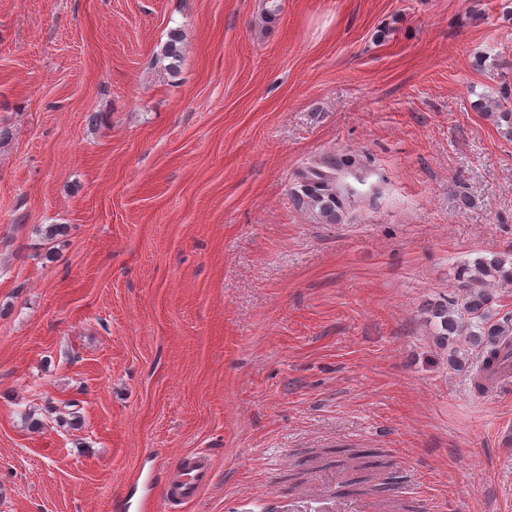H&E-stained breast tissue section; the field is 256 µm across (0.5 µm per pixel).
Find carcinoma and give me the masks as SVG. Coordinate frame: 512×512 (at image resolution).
<instances>
[{
    "instance_id": "1",
    "label": "carcinoma",
    "mask_w": 512,
    "mask_h": 512,
    "mask_svg": "<svg viewBox=\"0 0 512 512\" xmlns=\"http://www.w3.org/2000/svg\"><path fill=\"white\" fill-rule=\"evenodd\" d=\"M360 166L362 162L354 156L343 162L334 155L324 156L300 173L295 199L316 212L323 222L335 223L347 193V189L338 183L336 172L343 167L353 171ZM499 284L512 285V256L477 257L461 267L458 279L461 293L448 303L429 308L438 344L446 346L448 341L463 336L481 348L482 363L474 379V388L479 392L488 389L498 362L502 337L512 334L508 321L495 320L492 288ZM336 453L340 456L336 465H341V459L346 458L361 464V469L366 471L364 477L351 479L361 493L375 496L386 491L387 477L377 470L378 464L370 460V455L358 448H338Z\"/></svg>"
}]
</instances>
